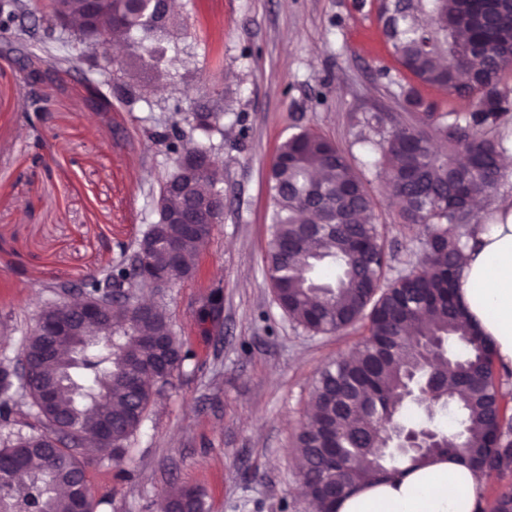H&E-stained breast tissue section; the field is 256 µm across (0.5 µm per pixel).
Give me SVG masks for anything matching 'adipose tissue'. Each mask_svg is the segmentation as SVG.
<instances>
[{
  "instance_id": "ef3b65f1",
  "label": "adipose tissue",
  "mask_w": 512,
  "mask_h": 512,
  "mask_svg": "<svg viewBox=\"0 0 512 512\" xmlns=\"http://www.w3.org/2000/svg\"><path fill=\"white\" fill-rule=\"evenodd\" d=\"M506 220L476 226L459 262L458 295L470 320L493 344L497 362L512 368V203ZM481 485L453 458L429 461L403 478L358 488L336 512H475Z\"/></svg>"
}]
</instances>
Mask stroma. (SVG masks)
<instances>
[{
    "label": "stroma",
    "instance_id": "1",
    "mask_svg": "<svg viewBox=\"0 0 512 512\" xmlns=\"http://www.w3.org/2000/svg\"><path fill=\"white\" fill-rule=\"evenodd\" d=\"M46 0L18 18L30 52H80L77 68L29 85L0 56V359L17 361L58 283L79 285L121 258L158 219L172 157L157 138L175 111L224 115L210 141L223 172L224 218L194 259V276L145 296L162 306L192 353L155 397L122 461L84 458L96 512H157L176 487L198 489L208 512H310L290 450L315 379L366 334L296 328L265 276L272 200L268 171L282 141L317 132L355 160L365 119L400 111L413 84L390 54L374 0H178L179 37L166 77L130 87L102 75L94 49L49 28ZM414 85V84H413ZM112 102L92 112L88 87ZM377 222L397 262L420 242L404 231L382 177L368 172ZM224 293V326L202 334L197 313Z\"/></svg>",
    "mask_w": 512,
    "mask_h": 512
}]
</instances>
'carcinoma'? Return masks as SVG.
Returning a JSON list of instances; mask_svg holds the SVG:
<instances>
[{"label":"carcinoma","instance_id":"1","mask_svg":"<svg viewBox=\"0 0 512 512\" xmlns=\"http://www.w3.org/2000/svg\"><path fill=\"white\" fill-rule=\"evenodd\" d=\"M25 0H0V31H10ZM51 21L80 24L85 0H48ZM382 32L398 62L422 85L475 98L469 112H421L415 89L404 92L405 112H373L366 125L380 139L360 143L373 158L368 165L386 172L389 197L399 223L418 229L417 261L394 269L375 217V201L365 175L328 138L310 130L293 133L280 145L269 171L274 208L267 255V277L275 300L288 318L312 336L337 333L359 321L367 336L355 351L325 365L313 389L314 412L296 438L301 449L298 476L312 512H335L336 501L366 483L404 475L435 457L460 454L477 477L486 470L512 475V415L503 406V382L494 373L492 346L471 323L457 288L462 275L458 255L473 224L468 196L490 198L503 179L499 159L503 141L489 136L507 120L512 91L503 83L512 72V0H378ZM97 25L105 35L80 41L105 53L107 41L120 38L133 52L116 70L135 80L160 76L157 44L173 38L174 17L143 0H99ZM0 54L48 77L70 55L52 65L24 50L23 32L4 43ZM222 113L193 112L158 136L176 155L166 182L178 180L194 147L184 142L181 124L209 133ZM468 154L470 162L458 163ZM222 176L211 168L197 174L194 192L207 199L220 190ZM182 206L164 190L157 200L158 221L143 238L158 243L143 265L125 259L101 274L113 286L149 282L151 266L165 265L174 284L193 275L189 264L165 263L167 244L176 241L191 258L210 238V230L186 235L179 224L162 222ZM395 271L385 280L388 271ZM61 317L43 310L22 346L30 367L22 387L39 425L0 447V512H76V491L87 485L80 449L54 434L63 420L73 438L91 451L120 461L125 442L140 428L155 394L170 383L190 357L166 312L158 306L137 313L104 316L91 332L44 334ZM162 336L166 347L149 350L143 335ZM438 342L459 346L456 363L434 350ZM162 362L157 377L137 380L134 362ZM414 406L423 418L405 417ZM455 415L457 428L436 424ZM426 429L438 447L402 455L395 432ZM174 512H204L200 493L177 487L169 494Z\"/></svg>","mask_w":512,"mask_h":512}]
</instances>
